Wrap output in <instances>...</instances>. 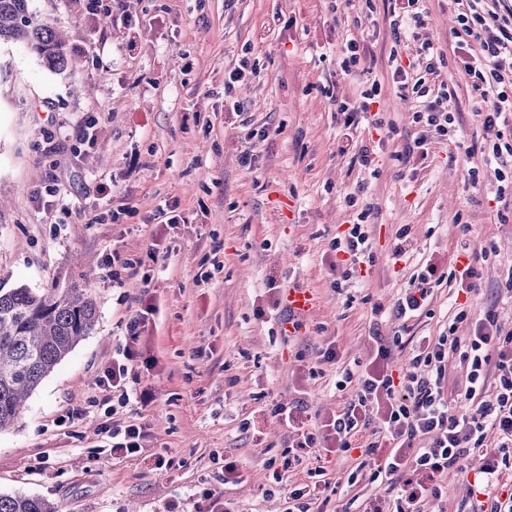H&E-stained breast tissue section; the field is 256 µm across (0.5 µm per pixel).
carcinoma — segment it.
<instances>
[{"label": "carcinoma", "mask_w": 512, "mask_h": 512, "mask_svg": "<svg viewBox=\"0 0 512 512\" xmlns=\"http://www.w3.org/2000/svg\"><path fill=\"white\" fill-rule=\"evenodd\" d=\"M0 40L24 45L50 71L72 66L67 41L29 0H0ZM97 304L73 279L49 288H0V432L20 419L27 398L94 329ZM0 512H58L43 497L0 493Z\"/></svg>", "instance_id": "carcinoma-1"}]
</instances>
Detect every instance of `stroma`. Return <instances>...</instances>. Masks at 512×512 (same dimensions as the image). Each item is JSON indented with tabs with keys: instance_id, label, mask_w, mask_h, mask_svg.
I'll list each match as a JSON object with an SVG mask.
<instances>
[{
	"instance_id": "obj_1",
	"label": "stroma",
	"mask_w": 512,
	"mask_h": 512,
	"mask_svg": "<svg viewBox=\"0 0 512 512\" xmlns=\"http://www.w3.org/2000/svg\"><path fill=\"white\" fill-rule=\"evenodd\" d=\"M422 5L418 40L398 45L388 0H124L107 16L91 13L89 0H30L65 34L73 64L57 74L0 42V286L38 290L69 276L96 298L99 316L0 433V493L45 497L60 512H209L208 488L233 512H283L272 474L291 433L274 408L302 406L311 428L336 414L350 394L337 391L321 350L332 343L344 361L367 362L372 308L393 307L418 259L451 268L462 221L474 247L497 251L466 297L472 320L492 309L512 327L503 286L512 219L501 221L493 183L467 180V151L487 134L452 53L450 0ZM348 38L374 55L370 73L343 70ZM425 42L461 119L454 141L405 164L418 103L393 82L391 59L417 60ZM245 58L258 76L225 90ZM370 78L393 127L363 122L350 134L374 142V175L336 144L337 101H356ZM246 150L250 170L239 164ZM365 207L372 260L339 290L332 243ZM404 226L413 259L396 263ZM138 259L151 285L123 266ZM299 286L320 306L285 336L277 300ZM448 291L435 288L432 316L388 318L385 334H441ZM141 310L145 320L130 329ZM127 349L128 385L153 401L107 415L97 382ZM108 422L143 426L141 452L98 456ZM158 453L171 467L155 466ZM228 459L237 477L226 483ZM480 465L448 473L427 512H473Z\"/></svg>"
}]
</instances>
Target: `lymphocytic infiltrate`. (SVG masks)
Returning a JSON list of instances; mask_svg holds the SVG:
<instances>
[{
  "label": "lymphocytic infiltrate",
  "mask_w": 512,
  "mask_h": 512,
  "mask_svg": "<svg viewBox=\"0 0 512 512\" xmlns=\"http://www.w3.org/2000/svg\"><path fill=\"white\" fill-rule=\"evenodd\" d=\"M451 2L457 22L454 52L479 99L476 115L492 134L480 151L498 201L512 202V134L503 131L512 112V0ZM421 50L423 75L411 76L402 65L393 71L394 82L419 104L414 113L419 132L403 155L407 162L427 157L432 139L454 135L460 122L447 86L425 80L437 72L431 45L423 44ZM460 230L453 269L446 272L426 263L394 304L391 314L397 320L429 313L433 288L442 282L459 283L465 293L476 290L477 264L488 260L489 252L472 248L469 225H461ZM334 246L349 257L339 270L341 281L358 279L357 264L371 250L365 224H350ZM467 318L465 306H457L447 331L419 339L408 367L398 376L391 362L400 338L374 332L376 348L368 363L360 369L343 366L336 389L351 390L352 395L341 411L323 421L320 432L306 428L300 409L277 407V415L294 432L288 445L289 467L299 465L308 450L324 440L334 445L338 455L352 456L348 484L385 479L396 491L389 512H425L429 498L442 494V476L463 470L471 458L491 454L494 462L478 471L480 512H512V493L498 495L493 490L503 470L512 468V328H504L490 310L476 321L471 335L457 336L458 324ZM454 358L466 364L469 373L465 390L451 395L447 371ZM376 415L385 424V434L370 428ZM490 427L499 434L492 449L485 444ZM274 478L285 489V512H325L336 485L322 466L311 470L309 484L300 487L289 486L287 470L276 472Z\"/></svg>",
  "instance_id": "1"
}]
</instances>
